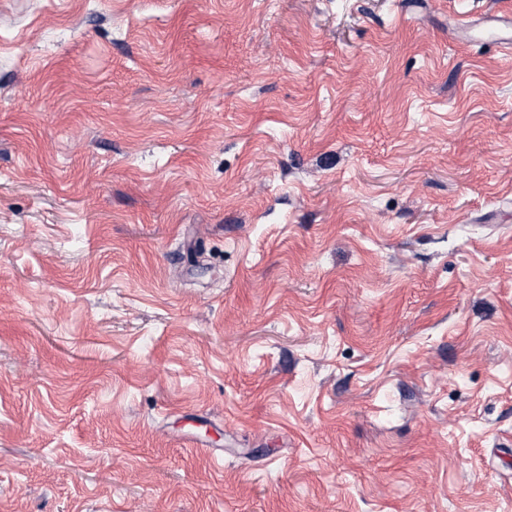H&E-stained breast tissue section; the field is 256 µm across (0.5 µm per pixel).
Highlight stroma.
<instances>
[{
  "label": "stroma",
  "mask_w": 512,
  "mask_h": 512,
  "mask_svg": "<svg viewBox=\"0 0 512 512\" xmlns=\"http://www.w3.org/2000/svg\"><path fill=\"white\" fill-rule=\"evenodd\" d=\"M512 0H0V512H512Z\"/></svg>",
  "instance_id": "1"
}]
</instances>
